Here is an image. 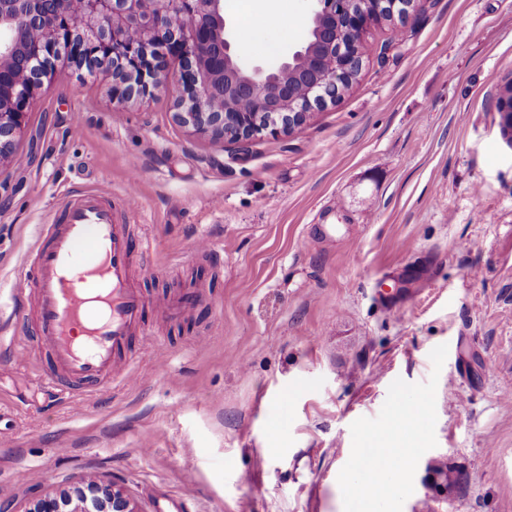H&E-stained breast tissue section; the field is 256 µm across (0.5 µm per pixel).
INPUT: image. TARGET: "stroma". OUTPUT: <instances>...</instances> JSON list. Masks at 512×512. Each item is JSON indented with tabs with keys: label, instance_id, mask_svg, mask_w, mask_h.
Segmentation results:
<instances>
[{
	"label": "stroma",
	"instance_id": "1",
	"mask_svg": "<svg viewBox=\"0 0 512 512\" xmlns=\"http://www.w3.org/2000/svg\"><path fill=\"white\" fill-rule=\"evenodd\" d=\"M423 4L370 31L338 102L244 151L177 126L175 83L119 109L105 71L44 82L0 160V506L102 479L138 512H351L354 448L412 395L427 426L392 512H512V142L495 107L512 0ZM308 12L280 0L239 36L244 58L274 63L266 44L296 46ZM76 187L117 209L135 190L151 333L125 349L127 380L60 393L37 381L49 364L14 286ZM187 291V311L157 315Z\"/></svg>",
	"mask_w": 512,
	"mask_h": 512
}]
</instances>
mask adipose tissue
I'll list each match as a JSON object with an SVG mask.
<instances>
[{"label": "adipose tissue", "instance_id": "1", "mask_svg": "<svg viewBox=\"0 0 512 512\" xmlns=\"http://www.w3.org/2000/svg\"><path fill=\"white\" fill-rule=\"evenodd\" d=\"M425 408L417 399L399 404L391 436L366 435L355 449L345 472L348 485L358 488L355 512H372L384 491H399L405 484L407 466L417 455L425 426Z\"/></svg>", "mask_w": 512, "mask_h": 512}]
</instances>
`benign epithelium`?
<instances>
[{"label": "benign epithelium", "instance_id": "7a95c632", "mask_svg": "<svg viewBox=\"0 0 512 512\" xmlns=\"http://www.w3.org/2000/svg\"><path fill=\"white\" fill-rule=\"evenodd\" d=\"M310 40L276 70L242 59L224 0H0V160L24 134L43 79L83 55L122 65L112 72V103L154 96L177 75L174 121L194 133L247 144L289 130L314 108L334 103L358 64L357 43L376 26L405 18L413 3L310 0ZM512 132V93L498 98ZM24 512H138L113 483L89 482L59 495H37Z\"/></svg>", "mask_w": 512, "mask_h": 512}]
</instances>
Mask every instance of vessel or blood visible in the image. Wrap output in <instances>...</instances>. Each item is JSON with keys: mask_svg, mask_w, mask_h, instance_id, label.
<instances>
[{"mask_svg": "<svg viewBox=\"0 0 512 512\" xmlns=\"http://www.w3.org/2000/svg\"><path fill=\"white\" fill-rule=\"evenodd\" d=\"M149 247L94 191L72 194L55 223L43 227L16 288L35 300L38 337L52 365L45 385L88 392L124 376L123 349L131 336L148 333L131 258Z\"/></svg>", "mask_w": 512, "mask_h": 512, "instance_id": "b4317fda", "label": "vessel or blood"}]
</instances>
